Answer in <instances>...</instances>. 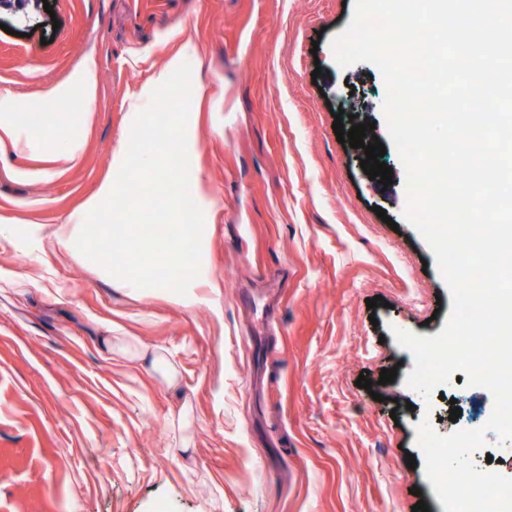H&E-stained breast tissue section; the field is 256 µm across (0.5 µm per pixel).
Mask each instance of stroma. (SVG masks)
<instances>
[{
	"label": "stroma",
	"mask_w": 512,
	"mask_h": 512,
	"mask_svg": "<svg viewBox=\"0 0 512 512\" xmlns=\"http://www.w3.org/2000/svg\"><path fill=\"white\" fill-rule=\"evenodd\" d=\"M354 7L0 5V99L28 142L0 158V512H444L417 425L485 427L493 397L454 381L427 398L405 383L414 359L393 329L438 334L451 297L403 217L382 75L334 58ZM90 62L94 99L58 112L51 88L72 90ZM175 62L192 70L189 181L204 215L183 296L135 288L50 235L115 180L155 75ZM356 108L385 145L389 186L336 139L332 110L349 128ZM64 140L75 163L54 158ZM377 295L384 306L368 309ZM132 336L164 348L175 386L124 354ZM385 368L397 376L383 385ZM363 372L373 389L357 387Z\"/></svg>",
	"instance_id": "35a3bbf8"
}]
</instances>
